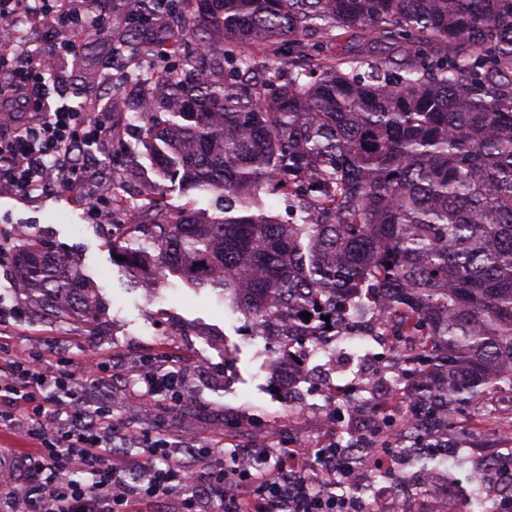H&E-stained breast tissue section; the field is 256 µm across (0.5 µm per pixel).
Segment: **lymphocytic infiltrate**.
I'll return each instance as SVG.
<instances>
[{"instance_id":"obj_1","label":"lymphocytic infiltrate","mask_w":512,"mask_h":512,"mask_svg":"<svg viewBox=\"0 0 512 512\" xmlns=\"http://www.w3.org/2000/svg\"><path fill=\"white\" fill-rule=\"evenodd\" d=\"M30 0H0V18L34 9ZM44 32L54 39L48 56L29 51L0 54V193L31 201L47 189L84 194L92 213L112 198V180L100 175L93 148L112 137V115L53 105L51 86L61 81L59 64L78 56L89 29L111 32L96 0H69L57 9L40 0ZM102 361L54 353L18 354L0 342V434L18 435L26 448H0V462L18 456L22 477L0 488V512H134L166 503L176 512H272L288 485L297 488L294 512H340L335 494L307 495V474L289 472L295 450L275 456L255 475L230 464L213 445L189 448L177 460L165 434L138 432L112 416L124 391L99 385ZM138 397L151 407L183 398L184 376L142 370ZM140 448L130 459V447Z\"/></svg>"}]
</instances>
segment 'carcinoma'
Returning a JSON list of instances; mask_svg holds the SVG:
<instances>
[{
	"mask_svg": "<svg viewBox=\"0 0 512 512\" xmlns=\"http://www.w3.org/2000/svg\"><path fill=\"white\" fill-rule=\"evenodd\" d=\"M121 2L112 46L171 42L179 59L141 76L137 109L168 115L142 146L219 211L172 210L155 185L112 241L130 279L172 273L290 336L346 319L416 338L405 428L423 438L448 429L441 409L512 389V0H175L176 31ZM357 32L406 43L402 57L317 51ZM14 267L30 296L94 322L80 267L52 244L27 242Z\"/></svg>",
	"mask_w": 512,
	"mask_h": 512,
	"instance_id": "1",
	"label": "carcinoma"
}]
</instances>
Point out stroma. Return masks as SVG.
<instances>
[{"instance_id":"35a3bbf8","label":"stroma","mask_w":512,"mask_h":512,"mask_svg":"<svg viewBox=\"0 0 512 512\" xmlns=\"http://www.w3.org/2000/svg\"><path fill=\"white\" fill-rule=\"evenodd\" d=\"M129 63L128 54L112 51L106 34L90 31L79 61L63 65L66 101L83 106L92 89L90 78L102 76L100 94L106 101H123L124 125L135 137L114 136L110 172L116 201L140 199L158 180L139 135L147 123L136 118L132 97L114 80ZM31 237L51 242L63 254L76 253L92 288L104 302L94 326L58 314L34 301L26 292H6L14 272L13 254L20 241L18 227ZM0 332L22 353H45L56 348L88 354L106 361L122 376L132 393L115 416L135 430L163 426L179 447L223 441L233 448H328L360 434L371 433L381 418L392 421L386 455L398 454L406 403L391 392L375 393L364 404L362 417H338L335 404L289 408L281 396L275 370L281 359L276 346L240 333L242 315L232 313L214 292L196 290L179 277L141 280L131 287L112 262V236L93 217L87 204L65 193L47 192L39 200L23 202L0 197ZM181 369L186 392L179 405H160L144 412L136 396L142 363ZM448 441L464 448L465 465L456 455L441 459V470L453 471L457 494L424 498L416 464L385 477L397 494L388 512H456L459 498L474 488L469 477L477 460L512 451V391L491 394L477 406L459 409L448 428Z\"/></svg>"}]
</instances>
